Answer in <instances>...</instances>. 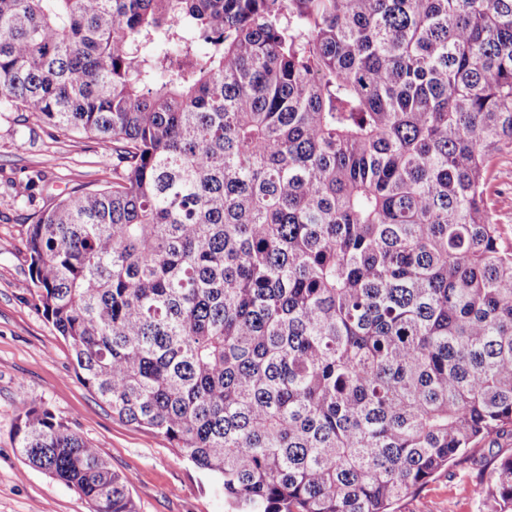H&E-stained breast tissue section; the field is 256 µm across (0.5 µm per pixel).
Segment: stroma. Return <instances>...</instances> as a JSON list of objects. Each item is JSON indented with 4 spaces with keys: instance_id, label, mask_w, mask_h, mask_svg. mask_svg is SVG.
Wrapping results in <instances>:
<instances>
[{
    "instance_id": "35a3bbf8",
    "label": "stroma",
    "mask_w": 512,
    "mask_h": 512,
    "mask_svg": "<svg viewBox=\"0 0 512 512\" xmlns=\"http://www.w3.org/2000/svg\"><path fill=\"white\" fill-rule=\"evenodd\" d=\"M112 177V146L37 115L0 114V512H92L73 489L18 454L24 403H43L130 479L138 512H224V498L149 429L121 421L81 381L68 344L28 301L26 239L36 215L78 184ZM489 446L470 450L403 502L401 512H477L472 489Z\"/></svg>"
}]
</instances>
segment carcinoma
<instances>
[{"label": "carcinoma", "instance_id": "carcinoma-1", "mask_svg": "<svg viewBox=\"0 0 512 512\" xmlns=\"http://www.w3.org/2000/svg\"><path fill=\"white\" fill-rule=\"evenodd\" d=\"M0 112L112 143L29 229L34 307L226 512H396L512 428V0H0ZM14 438L137 512L44 404ZM473 494L512 512V453ZM492 175V185L500 191L495 198V218L500 224L512 225V153L500 156Z\"/></svg>", "mask_w": 512, "mask_h": 512}]
</instances>
